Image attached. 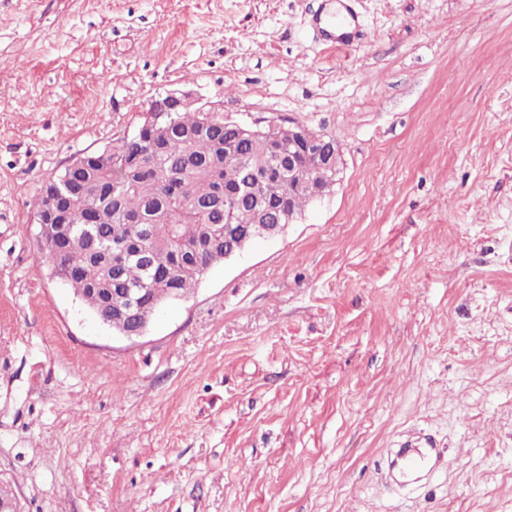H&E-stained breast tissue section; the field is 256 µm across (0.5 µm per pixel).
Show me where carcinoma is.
Returning <instances> with one entry per match:
<instances>
[{
	"label": "carcinoma",
	"instance_id": "obj_1",
	"mask_svg": "<svg viewBox=\"0 0 512 512\" xmlns=\"http://www.w3.org/2000/svg\"><path fill=\"white\" fill-rule=\"evenodd\" d=\"M267 166L282 174L261 181L257 196L272 208L302 210L310 196L288 193V146L273 137L242 139L198 112H168L120 145L77 159L48 186L39 207L74 204L71 238L64 246L47 241L38 263L95 316L98 288H149L152 308L185 297L224 262V225L257 223L251 200L228 213L213 205L215 196ZM108 250L125 254L119 268L95 265V252Z\"/></svg>",
	"mask_w": 512,
	"mask_h": 512
}]
</instances>
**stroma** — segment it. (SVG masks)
Returning <instances> with one entry per match:
<instances>
[{
	"instance_id": "obj_1",
	"label": "stroma",
	"mask_w": 512,
	"mask_h": 512,
	"mask_svg": "<svg viewBox=\"0 0 512 512\" xmlns=\"http://www.w3.org/2000/svg\"><path fill=\"white\" fill-rule=\"evenodd\" d=\"M172 92L343 171L130 341L34 215ZM0 482L23 512H512V0H0Z\"/></svg>"
}]
</instances>
